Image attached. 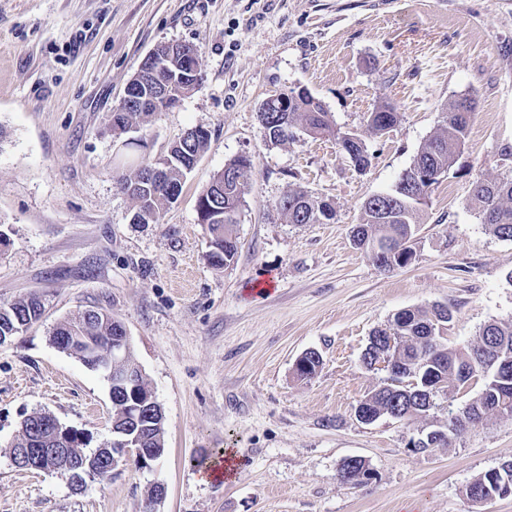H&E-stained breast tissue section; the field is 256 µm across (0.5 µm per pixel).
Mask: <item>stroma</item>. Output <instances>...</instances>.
Masks as SVG:
<instances>
[{
  "label": "stroma",
  "instance_id": "obj_1",
  "mask_svg": "<svg viewBox=\"0 0 512 512\" xmlns=\"http://www.w3.org/2000/svg\"><path fill=\"white\" fill-rule=\"evenodd\" d=\"M173 41L196 48L199 81L132 130L134 154L153 162L191 127L210 141L159 222L135 224L109 118L145 57ZM300 87L337 133L366 143L367 169L334 136L269 143L260 104ZM466 96L469 134L419 214L412 260L381 270L352 241L362 204L394 188ZM387 102L397 122L373 135L368 116ZM0 127V303L44 305L0 343V512H144L156 484V512H512V497L478 507L466 495L512 460V417L417 451L467 395L438 396L411 420L354 414L388 379L361 363L368 338L399 310L448 305L456 347L512 322V240L467 205L476 180L512 177V0H0ZM242 155L253 168L238 255L217 270L196 201ZM297 189L329 200L335 220L288 223L276 203ZM88 309L124 325L164 411L165 452L77 490L68 476L15 468L9 450L41 412L86 451L111 441L108 381L50 341ZM309 350L322 364L302 379L295 363ZM219 448L237 471L205 481L196 461ZM349 457L368 462L370 481L340 480Z\"/></svg>",
  "mask_w": 512,
  "mask_h": 512
}]
</instances>
